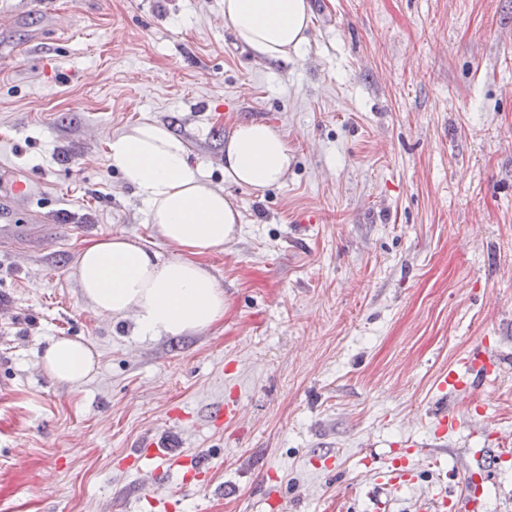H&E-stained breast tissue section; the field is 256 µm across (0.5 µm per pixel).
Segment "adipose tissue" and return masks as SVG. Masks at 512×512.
I'll return each instance as SVG.
<instances>
[{"instance_id": "obj_1", "label": "adipose tissue", "mask_w": 512, "mask_h": 512, "mask_svg": "<svg viewBox=\"0 0 512 512\" xmlns=\"http://www.w3.org/2000/svg\"><path fill=\"white\" fill-rule=\"evenodd\" d=\"M224 22L257 56L291 60L308 41L309 0H223ZM108 157L144 205L145 221L174 253L163 256L141 239L113 233L79 248L71 275L97 316L135 318L142 338L202 332L224 317V292L204 264L241 222L236 201L207 180L185 142L166 127L142 121L108 143ZM293 159L285 138L263 123H240L224 143L226 184L262 192L281 184ZM56 383L78 386L96 367L91 345L51 340L39 357Z\"/></svg>"}]
</instances>
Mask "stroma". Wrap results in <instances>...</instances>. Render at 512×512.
<instances>
[{
    "mask_svg": "<svg viewBox=\"0 0 512 512\" xmlns=\"http://www.w3.org/2000/svg\"><path fill=\"white\" fill-rule=\"evenodd\" d=\"M310 3L284 63L241 46L221 0H0V225L47 237L0 247V512H417L454 472L512 512V0ZM141 121L241 210L205 259L224 318L199 334L139 339L70 275L102 235L169 251L107 158ZM243 122L294 154L261 194L224 183ZM61 337L98 354L80 386L38 364ZM470 366L480 384L442 396ZM402 463L412 483L381 485Z\"/></svg>",
    "mask_w": 512,
    "mask_h": 512,
    "instance_id": "obj_1",
    "label": "stroma"
}]
</instances>
